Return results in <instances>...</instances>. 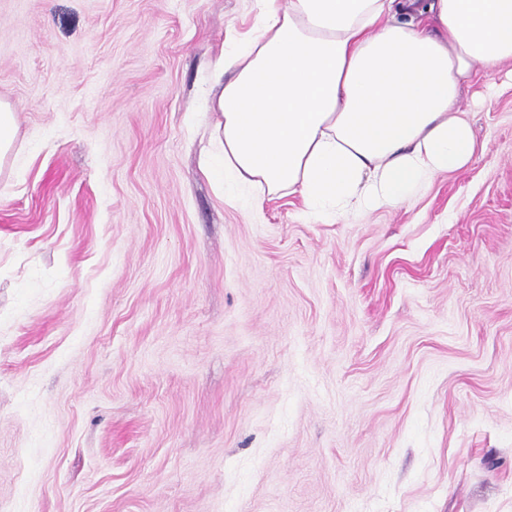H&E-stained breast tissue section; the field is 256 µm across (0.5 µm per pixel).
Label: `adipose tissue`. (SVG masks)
<instances>
[{
	"mask_svg": "<svg viewBox=\"0 0 512 512\" xmlns=\"http://www.w3.org/2000/svg\"><path fill=\"white\" fill-rule=\"evenodd\" d=\"M211 101L224 176L333 219L396 208L474 154L455 106L512 62V0H259Z\"/></svg>",
	"mask_w": 512,
	"mask_h": 512,
	"instance_id": "obj_1",
	"label": "adipose tissue"
}]
</instances>
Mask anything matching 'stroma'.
Returning a JSON list of instances; mask_svg holds the SVG:
<instances>
[{
  "label": "stroma",
  "mask_w": 512,
  "mask_h": 512,
  "mask_svg": "<svg viewBox=\"0 0 512 512\" xmlns=\"http://www.w3.org/2000/svg\"><path fill=\"white\" fill-rule=\"evenodd\" d=\"M256 13L0 0V512H512V65L417 201L232 205L208 100ZM16 133L15 110L10 103L0 100V163L12 149Z\"/></svg>",
  "instance_id": "stroma-1"
}]
</instances>
